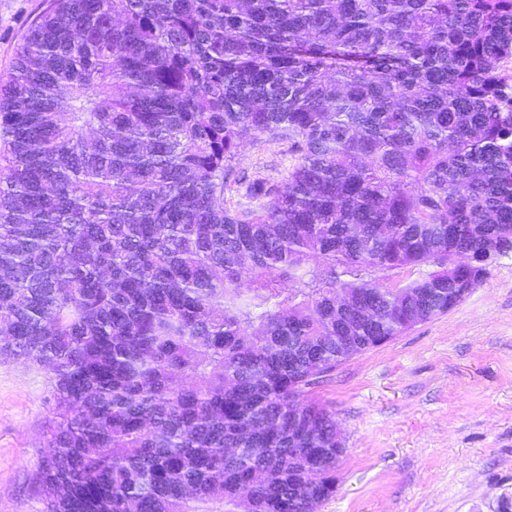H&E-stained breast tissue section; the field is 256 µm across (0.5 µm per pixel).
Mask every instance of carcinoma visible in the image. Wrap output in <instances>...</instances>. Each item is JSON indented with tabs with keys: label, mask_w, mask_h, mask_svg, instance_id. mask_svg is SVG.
<instances>
[{
	"label": "carcinoma",
	"mask_w": 512,
	"mask_h": 512,
	"mask_svg": "<svg viewBox=\"0 0 512 512\" xmlns=\"http://www.w3.org/2000/svg\"><path fill=\"white\" fill-rule=\"evenodd\" d=\"M511 67L512 0H53L0 84V352L53 373L47 512H317L342 450L307 388L512 250ZM265 135L288 176L230 209Z\"/></svg>",
	"instance_id": "carcinoma-1"
}]
</instances>
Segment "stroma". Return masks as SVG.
Returning a JSON list of instances; mask_svg holds the SVG:
<instances>
[{
  "label": "stroma",
  "instance_id": "obj_1",
  "mask_svg": "<svg viewBox=\"0 0 512 512\" xmlns=\"http://www.w3.org/2000/svg\"><path fill=\"white\" fill-rule=\"evenodd\" d=\"M52 0H0V80ZM287 142L248 144L246 180H284ZM345 452L318 512H512V252L448 313L356 355L310 390ZM59 420L44 366L0 355V512H45L32 477Z\"/></svg>",
  "mask_w": 512,
  "mask_h": 512
}]
</instances>
